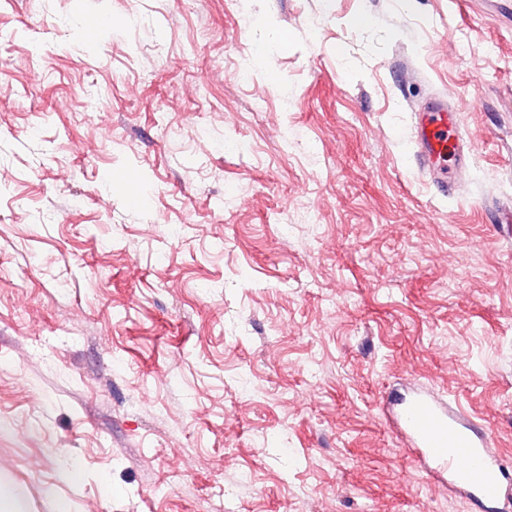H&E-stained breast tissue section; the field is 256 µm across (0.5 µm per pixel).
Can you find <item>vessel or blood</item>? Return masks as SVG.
Returning <instances> with one entry per match:
<instances>
[{
  "label": "vessel or blood",
  "mask_w": 512,
  "mask_h": 512,
  "mask_svg": "<svg viewBox=\"0 0 512 512\" xmlns=\"http://www.w3.org/2000/svg\"><path fill=\"white\" fill-rule=\"evenodd\" d=\"M417 166L431 174L439 189L453 188L452 164H464L470 145L457 133L456 112L433 103L413 115ZM407 438L445 473L450 486L469 498L474 512H512V473L506 472L488 430L454 407L421 389L387 402Z\"/></svg>",
  "instance_id": "vessel-or-blood-1"
}]
</instances>
